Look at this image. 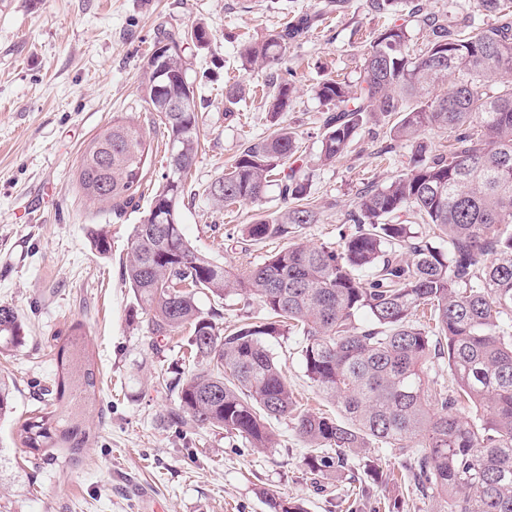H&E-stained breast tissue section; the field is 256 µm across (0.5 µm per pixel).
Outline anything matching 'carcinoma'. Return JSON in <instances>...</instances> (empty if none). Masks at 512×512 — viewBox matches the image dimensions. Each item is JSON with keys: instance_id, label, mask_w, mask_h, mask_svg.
Wrapping results in <instances>:
<instances>
[{"instance_id": "cac0c4a2", "label": "carcinoma", "mask_w": 512, "mask_h": 512, "mask_svg": "<svg viewBox=\"0 0 512 512\" xmlns=\"http://www.w3.org/2000/svg\"><path fill=\"white\" fill-rule=\"evenodd\" d=\"M497 18L451 30L431 14L430 38L409 53L406 26L394 24L370 42L359 77L327 79L316 97L333 107L323 122L320 161H336L370 118L395 116L394 138L411 144L406 172L356 198L355 231L338 247L292 243L240 273L195 250L178 208L201 193L225 208L258 203L275 186L284 207L259 213L242 230L248 243L286 239L317 221L318 205L294 169L299 151L286 127L246 144L224 174L194 186L199 112H170L169 97L195 92L184 41L209 47L207 26L184 36L164 33L143 67L141 108L166 137V171L150 206L133 225L123 280L147 317L168 338L190 331V355L205 363L185 377L162 380L177 394L171 419L222 429L252 447H274L272 422L295 421L317 451L306 466L341 472L349 457L373 442L404 463L421 496L440 512H512V16L503 0H482ZM317 16L284 22L239 51L244 71L282 64L288 46L310 32ZM448 83L446 90L437 87ZM272 117L288 111L294 87L277 76L261 85ZM257 93L237 82L224 87L230 112ZM445 130L446 152L424 133ZM150 140L144 127L116 117L87 145L80 191L116 218L139 206ZM434 227L443 249L420 239L414 221ZM369 273L368 281L360 273ZM246 294L265 316L223 327L216 309L203 312L196 295L224 300ZM367 324L359 325V317ZM15 310L0 305V352L20 343ZM303 337L302 363L317 393L337 415L298 406L283 367L266 339ZM83 323H72L56 345L57 373L48 399L20 428L23 445L54 459L77 457L88 432L77 416H57L76 391L95 395L96 373L85 353ZM447 361L454 387L431 385L426 364ZM12 389L0 379V418L12 413Z\"/></svg>"}]
</instances>
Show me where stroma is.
<instances>
[{
  "mask_svg": "<svg viewBox=\"0 0 512 512\" xmlns=\"http://www.w3.org/2000/svg\"><path fill=\"white\" fill-rule=\"evenodd\" d=\"M326 0H0V304L18 313L24 340L0 353V378L14 391L13 413L0 419V512H271L270 498L303 500L307 512H375L399 501L403 512H439L421 497L389 448L372 444L348 473H311L310 453L290 419L273 422L276 444L260 451L245 439L209 428L176 426L169 414L175 393L158 377L183 367L186 333L151 348L145 315L137 311L122 268L140 213L115 218L100 212L78 187L81 155L113 115L149 129L153 152L146 197L162 182L165 140L141 109V67L161 31L184 33L197 23L210 32L209 49L188 46L196 86L201 149L192 181L221 176L244 144L267 136L273 124L300 138L294 167L319 206L318 221L298 229L297 241L337 246L354 232L348 222L358 193L385 185L405 169L411 146L394 141L388 118L364 125L331 165L319 160L328 111L315 85L333 77L354 80L373 32L405 25L409 49L427 40L425 15L444 13L449 24L491 23L480 0H402L375 11L370 0H349L324 12ZM322 13L318 27L288 50L284 63L295 92L287 112L272 119L260 97L224 111L228 80L248 85L239 50L302 14ZM282 204L277 188L260 203L220 210L203 197L179 206L190 245L224 265L245 270L285 247L268 240L242 250L241 229L258 210ZM107 231V254L91 246L92 228ZM82 322L94 364L96 401L81 418L88 429L78 462H39L19 439V427L42 405L56 373L55 347L73 322ZM302 339L276 336L267 344L281 360L300 403L326 411L300 356ZM393 472L384 482L382 473Z\"/></svg>",
  "mask_w": 512,
  "mask_h": 512,
  "instance_id": "obj_1",
  "label": "stroma"
}]
</instances>
